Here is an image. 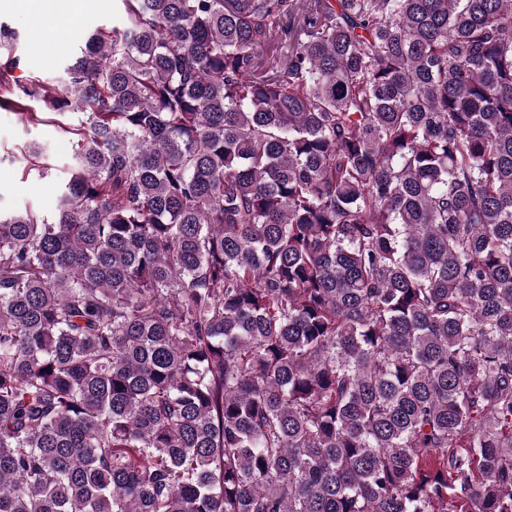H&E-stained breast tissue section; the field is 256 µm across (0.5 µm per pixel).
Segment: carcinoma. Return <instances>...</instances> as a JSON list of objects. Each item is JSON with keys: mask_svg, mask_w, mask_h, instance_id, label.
Masks as SVG:
<instances>
[{"mask_svg": "<svg viewBox=\"0 0 512 512\" xmlns=\"http://www.w3.org/2000/svg\"><path fill=\"white\" fill-rule=\"evenodd\" d=\"M55 213H0V512H512V0H117Z\"/></svg>", "mask_w": 512, "mask_h": 512, "instance_id": "1", "label": "carcinoma"}]
</instances>
